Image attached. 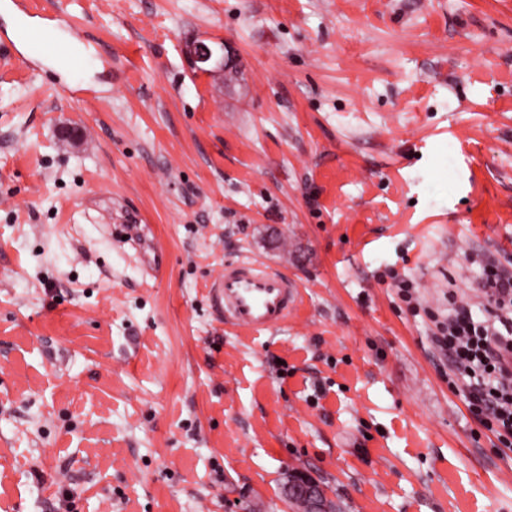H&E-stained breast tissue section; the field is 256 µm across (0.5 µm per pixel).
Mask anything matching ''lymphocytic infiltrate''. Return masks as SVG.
I'll return each instance as SVG.
<instances>
[{
	"instance_id": "1",
	"label": "lymphocytic infiltrate",
	"mask_w": 512,
	"mask_h": 512,
	"mask_svg": "<svg viewBox=\"0 0 512 512\" xmlns=\"http://www.w3.org/2000/svg\"><path fill=\"white\" fill-rule=\"evenodd\" d=\"M487 294L483 316L452 306L437 321L433 343L469 380V408L498 434L512 435V272L489 266L478 285Z\"/></svg>"
}]
</instances>
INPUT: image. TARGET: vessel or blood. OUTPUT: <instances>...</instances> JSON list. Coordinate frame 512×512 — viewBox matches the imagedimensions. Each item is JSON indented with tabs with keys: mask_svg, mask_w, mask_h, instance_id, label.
<instances>
[{
	"mask_svg": "<svg viewBox=\"0 0 512 512\" xmlns=\"http://www.w3.org/2000/svg\"><path fill=\"white\" fill-rule=\"evenodd\" d=\"M126 230L137 240L150 270L159 272L162 252L154 248L144 226L130 224ZM209 299L225 322L255 331H271L296 310L298 291L281 268L240 258L225 263L209 286Z\"/></svg>",
	"mask_w": 512,
	"mask_h": 512,
	"instance_id": "vessel-or-blood-1",
	"label": "vessel or blood"
}]
</instances>
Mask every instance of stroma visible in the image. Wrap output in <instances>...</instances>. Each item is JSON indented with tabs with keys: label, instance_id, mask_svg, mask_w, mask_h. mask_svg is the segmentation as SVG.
Returning <instances> with one entry per match:
<instances>
[{
	"label": "stroma",
	"instance_id": "1",
	"mask_svg": "<svg viewBox=\"0 0 512 512\" xmlns=\"http://www.w3.org/2000/svg\"><path fill=\"white\" fill-rule=\"evenodd\" d=\"M38 6L98 55L0 69V512H294L292 469L339 512H512L431 344L512 270V0ZM241 257L297 285L280 328L211 309ZM186 54L194 69L200 72L224 70V53L220 54L204 41H193L188 44ZM126 231L132 238L137 240L146 259V265L152 273H157L162 268V252L160 249L154 248L151 241L145 233L143 224H124Z\"/></svg>",
	"mask_w": 512,
	"mask_h": 512
}]
</instances>
